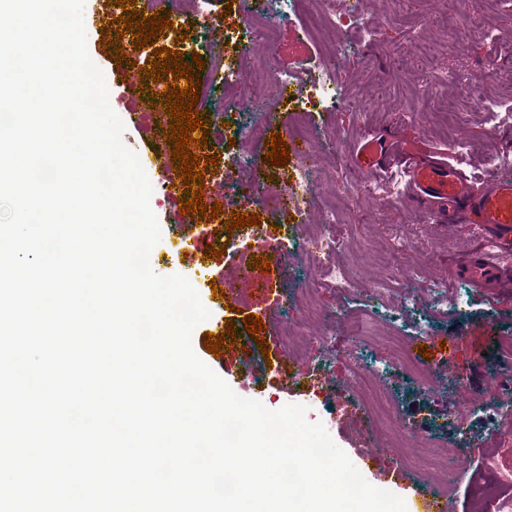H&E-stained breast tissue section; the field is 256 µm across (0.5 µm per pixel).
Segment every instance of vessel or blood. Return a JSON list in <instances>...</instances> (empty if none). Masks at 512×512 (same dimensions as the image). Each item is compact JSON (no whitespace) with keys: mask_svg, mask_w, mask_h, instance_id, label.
Returning a JSON list of instances; mask_svg holds the SVG:
<instances>
[{"mask_svg":"<svg viewBox=\"0 0 512 512\" xmlns=\"http://www.w3.org/2000/svg\"><path fill=\"white\" fill-rule=\"evenodd\" d=\"M362 154L388 180L403 184L430 214L448 224H474L478 250L456 264L481 291H511L512 266L501 263L512 251V178L498 173L473 186L462 162H418L398 144L372 138Z\"/></svg>","mask_w":512,"mask_h":512,"instance_id":"b4317fda","label":"vessel or blood"}]
</instances>
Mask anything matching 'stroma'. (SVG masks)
Masks as SVG:
<instances>
[{
    "label": "stroma",
    "mask_w": 512,
    "mask_h": 512,
    "mask_svg": "<svg viewBox=\"0 0 512 512\" xmlns=\"http://www.w3.org/2000/svg\"><path fill=\"white\" fill-rule=\"evenodd\" d=\"M191 2L181 0V23L189 31L205 29V40L193 45L167 29L141 52L124 43V53L131 56L127 63L105 52L109 37L104 30L113 23L110 0H103L99 18L86 26L88 53L105 74L118 115L128 110L121 101L124 85L135 81L151 96L150 112L166 111L161 96L165 80L141 78L142 67L162 46L202 57L206 66L200 82L210 85L211 92L195 110L234 133L244 131L247 115L225 111L224 87L209 64L215 51L222 53L227 68L250 74L268 67L298 72L306 83L318 76L324 57L337 56L342 65L336 81L344 100L334 108L300 112L293 102L280 99L262 114L269 132L280 134L289 145L286 165L276 166L267 159L270 146L265 143L252 175L241 176L232 146L212 140L205 150L206 155L218 157L219 164L205 169L204 202L222 204L228 216L259 212V228L265 239L280 244L287 257L284 265L260 272L255 261L264 258L266 251L253 245L239 259L206 257V247L224 246L232 232L219 220L204 216L193 224L178 223L177 201L152 200L161 225V239L152 249V270L163 277H185L210 313L192 333L195 354L237 394H250L267 409L304 405L307 421L322 423L369 483L402 498L441 491L430 476L405 465L418 442L456 448L453 462L463 480L451 497L453 512H472L473 499L479 494L484 497V512H495V498L486 492L491 477L480 461L490 454L500 468L512 469V392L487 398L483 390L512 368V362L497 353L499 337L512 336V317L506 314L512 307V292L478 291L452 271L450 259L468 256L479 246L470 225L438 223L398 188L381 200L358 192L359 184L376 181L378 175L357 167L355 154L365 138L375 136L404 143L421 160L445 157L448 140L454 137L472 145L467 171L472 180L482 181L489 171L488 152L499 150L503 138L512 132V122L504 118L505 112L512 111V85L495 79L512 65V0H479L471 14L465 13L461 0H371L355 29H329L320 37L293 20L278 25L273 40L238 42L230 40V33L242 27L244 10L258 9L260 0H210L206 20L195 16ZM397 47L404 56L395 68L390 56ZM427 49L441 57L446 71L438 94L449 111L459 115L450 136L432 118L420 114L428 83L420 55ZM465 81L482 86L494 111L481 112L465 104L461 92ZM378 82L385 83L386 90L376 95L372 87ZM299 130L306 133V144H299L295 136ZM302 162L310 167L318 203L301 218L247 204L244 195L250 181L284 187ZM326 202L335 206L352 250L366 247L378 255L376 262L361 267L355 288L343 294L317 287L316 268L297 249V223L323 224ZM393 237L406 240L408 250L389 253L385 242ZM190 240L196 242V249L187 248ZM423 266L429 274L418 279L411 295L395 292L383 302L372 301L369 290L376 281L391 274L409 277ZM212 283L217 286L213 292L208 289ZM438 285L460 299V306L435 311ZM310 301L323 309V320L304 322L303 307ZM250 314L263 320L260 337H251L244 327L242 319ZM354 314L395 320L412 358L430 371L432 387L417 384L404 369L386 363L387 350L381 342L367 347L344 338L343 325ZM228 325L234 335L227 338L220 355H213L203 338L209 332L221 334ZM287 327L292 330L288 339L283 336ZM260 338L265 339L267 350L257 346ZM449 341L454 344L450 350L445 347ZM277 359L290 366L294 382L276 380L272 363ZM358 360L376 375L390 401L393 420L404 430L402 436H381L376 424L368 421L352 373ZM476 401L482 412L460 418L459 408Z\"/></svg>",
    "instance_id": "1"
}]
</instances>
